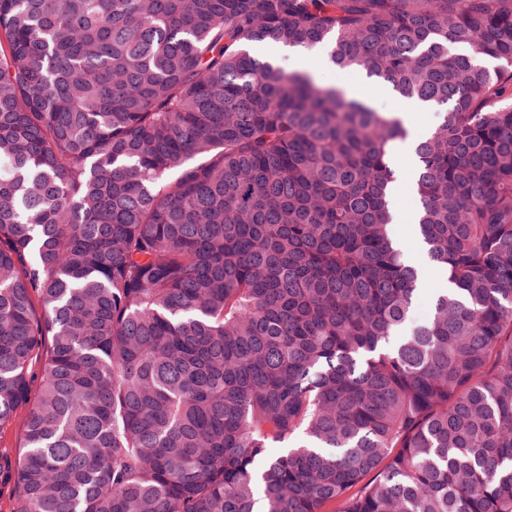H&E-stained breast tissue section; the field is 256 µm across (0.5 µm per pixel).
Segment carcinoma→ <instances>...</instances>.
<instances>
[{
    "instance_id": "1",
    "label": "carcinoma",
    "mask_w": 512,
    "mask_h": 512,
    "mask_svg": "<svg viewBox=\"0 0 512 512\" xmlns=\"http://www.w3.org/2000/svg\"><path fill=\"white\" fill-rule=\"evenodd\" d=\"M263 46L437 112L451 287L392 244L398 113ZM20 412L12 512H512V0H0Z\"/></svg>"
}]
</instances>
